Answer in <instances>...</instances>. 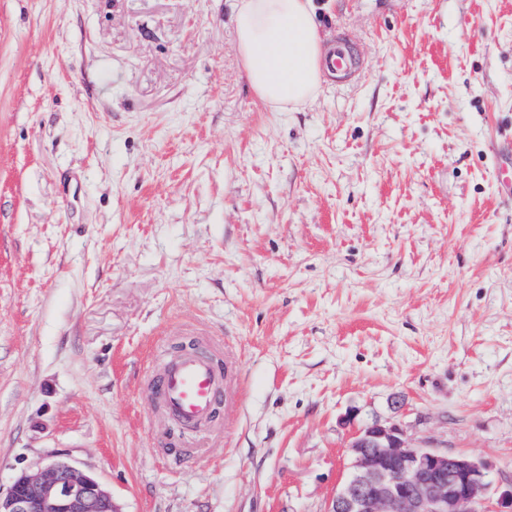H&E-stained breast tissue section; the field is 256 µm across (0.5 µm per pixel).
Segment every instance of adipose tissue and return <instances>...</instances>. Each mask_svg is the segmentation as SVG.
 Masks as SVG:
<instances>
[{
    "label": "adipose tissue",
    "instance_id": "1",
    "mask_svg": "<svg viewBox=\"0 0 512 512\" xmlns=\"http://www.w3.org/2000/svg\"><path fill=\"white\" fill-rule=\"evenodd\" d=\"M236 49L264 103L289 111L312 99L327 50L312 0H237Z\"/></svg>",
    "mask_w": 512,
    "mask_h": 512
}]
</instances>
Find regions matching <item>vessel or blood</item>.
<instances>
[{"label":"vessel or blood","mask_w":512,"mask_h":512,"mask_svg":"<svg viewBox=\"0 0 512 512\" xmlns=\"http://www.w3.org/2000/svg\"><path fill=\"white\" fill-rule=\"evenodd\" d=\"M356 60L343 42L329 49L324 59L327 72L353 69ZM167 413L185 422L207 420L223 397L207 351L182 356L171 363L156 385Z\"/></svg>","instance_id":"b4317fda"}]
</instances>
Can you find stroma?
<instances>
[{
	"label": "stroma",
	"instance_id": "obj_1",
	"mask_svg": "<svg viewBox=\"0 0 512 512\" xmlns=\"http://www.w3.org/2000/svg\"><path fill=\"white\" fill-rule=\"evenodd\" d=\"M360 62L265 105L234 0H0V490L328 512L354 427L512 483V0H313ZM207 338L215 425L145 381ZM0 512H120L108 490L64 460L23 472L5 496Z\"/></svg>",
	"mask_w": 512,
	"mask_h": 512
}]
</instances>
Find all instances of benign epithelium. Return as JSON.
<instances>
[{
    "label": "benign epithelium",
    "instance_id": "1",
    "mask_svg": "<svg viewBox=\"0 0 512 512\" xmlns=\"http://www.w3.org/2000/svg\"><path fill=\"white\" fill-rule=\"evenodd\" d=\"M352 470L328 512H485L486 466L470 457L410 444L396 422L360 427L349 445ZM0 512H119L93 477L64 460L20 474Z\"/></svg>",
    "mask_w": 512,
    "mask_h": 512
}]
</instances>
